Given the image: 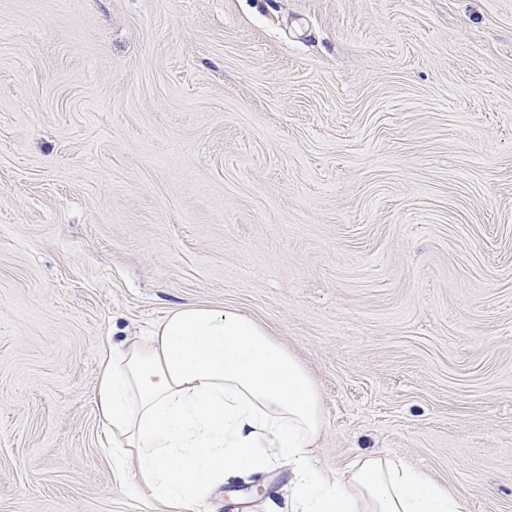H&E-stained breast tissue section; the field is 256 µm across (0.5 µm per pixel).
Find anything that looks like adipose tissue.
<instances>
[{
	"mask_svg": "<svg viewBox=\"0 0 512 512\" xmlns=\"http://www.w3.org/2000/svg\"><path fill=\"white\" fill-rule=\"evenodd\" d=\"M96 403L112 460L137 462L131 485L166 512L220 484L284 462L290 512H465L427 473L376 454L342 474L315 466L323 419L298 358L233 309H172L152 335L110 347Z\"/></svg>",
	"mask_w": 512,
	"mask_h": 512,
	"instance_id": "adipose-tissue-1",
	"label": "adipose tissue"
}]
</instances>
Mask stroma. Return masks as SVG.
<instances>
[{
	"label": "stroma",
	"mask_w": 512,
	"mask_h": 512,
	"mask_svg": "<svg viewBox=\"0 0 512 512\" xmlns=\"http://www.w3.org/2000/svg\"><path fill=\"white\" fill-rule=\"evenodd\" d=\"M185 304L301 360L318 466L512 512V0H0V512H154L99 363Z\"/></svg>",
	"instance_id": "35a3bbf8"
}]
</instances>
